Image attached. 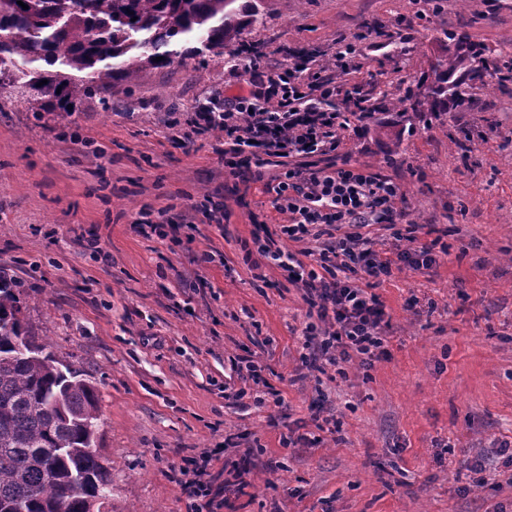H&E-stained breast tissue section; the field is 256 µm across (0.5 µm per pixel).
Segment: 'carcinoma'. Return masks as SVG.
Listing matches in <instances>:
<instances>
[{
	"label": "carcinoma",
	"mask_w": 512,
	"mask_h": 512,
	"mask_svg": "<svg viewBox=\"0 0 512 512\" xmlns=\"http://www.w3.org/2000/svg\"><path fill=\"white\" fill-rule=\"evenodd\" d=\"M0 0V90L19 88L37 111L70 112L76 101L147 69L206 51L245 50L263 23V0ZM161 61H156V58ZM420 92L438 119L485 85V49L442 52ZM415 93L387 111L403 118ZM96 386L61 362L28 325L19 290L0 274V512H101L112 472L97 448Z\"/></svg>",
	"instance_id": "1"
}]
</instances>
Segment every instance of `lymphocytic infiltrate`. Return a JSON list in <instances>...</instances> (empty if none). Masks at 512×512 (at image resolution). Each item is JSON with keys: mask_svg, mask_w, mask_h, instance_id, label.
<instances>
[{"mask_svg": "<svg viewBox=\"0 0 512 512\" xmlns=\"http://www.w3.org/2000/svg\"><path fill=\"white\" fill-rule=\"evenodd\" d=\"M237 60L250 75V90L225 97L219 106H199L190 119L191 132L222 133L224 165L232 175L247 171L259 181L264 167L277 161L274 208L286 222L275 231L262 226L252 240L317 313L301 331L310 366L320 371L330 366L342 374L353 361L382 359L389 323L373 288L391 276L393 263L432 268L434 248H405L390 258L366 234L375 224L395 229L405 214L397 207V182L352 165L341 152L345 133L368 117L359 104L349 112L337 110V96L353 97V88L338 84L313 57L289 53L274 67L264 56L247 52ZM276 233L292 242L320 243L317 268H309L296 252L272 248Z\"/></svg>", "mask_w": 512, "mask_h": 512, "instance_id": "obj_1", "label": "lymphocytic infiltrate"}]
</instances>
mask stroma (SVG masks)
<instances>
[{
  "mask_svg": "<svg viewBox=\"0 0 512 512\" xmlns=\"http://www.w3.org/2000/svg\"><path fill=\"white\" fill-rule=\"evenodd\" d=\"M263 10L242 39L272 63L298 47L325 63L360 38L348 80L383 130L347 134L344 150L399 183L413 246L446 252L376 287L387 358L303 372L302 293L252 250L254 225L278 218L273 194L229 174L222 136L177 141L198 104L244 86L242 70L209 52L177 59L64 117L1 91L0 270L98 389L102 512H190L179 468L205 452L212 512H512V0ZM446 33L485 47L486 86L432 122L383 111L426 79ZM144 219L180 231L147 237ZM316 408L335 431L312 423ZM298 435L310 444L288 445ZM475 463L489 485L472 487Z\"/></svg>",
  "mask_w": 512,
  "mask_h": 512,
  "instance_id": "obj_1",
  "label": "stroma"
}]
</instances>
